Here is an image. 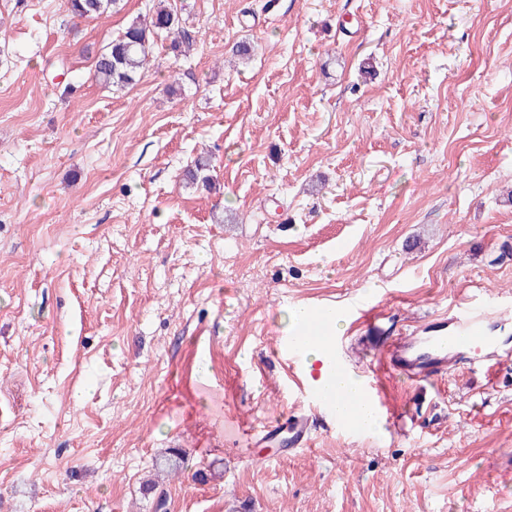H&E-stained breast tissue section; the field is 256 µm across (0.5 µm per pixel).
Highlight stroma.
<instances>
[{
  "instance_id": "stroma-1",
  "label": "stroma",
  "mask_w": 512,
  "mask_h": 512,
  "mask_svg": "<svg viewBox=\"0 0 512 512\" xmlns=\"http://www.w3.org/2000/svg\"><path fill=\"white\" fill-rule=\"evenodd\" d=\"M158 2L0 0V512H512V0H167L190 52L96 83ZM357 300L393 426L249 461L287 310ZM463 301L499 352L379 364ZM119 0H69L71 13L76 17H89L104 13L116 6Z\"/></svg>"
}]
</instances>
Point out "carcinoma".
Segmentation results:
<instances>
[{
  "instance_id": "obj_1",
  "label": "carcinoma",
  "mask_w": 512,
  "mask_h": 512,
  "mask_svg": "<svg viewBox=\"0 0 512 512\" xmlns=\"http://www.w3.org/2000/svg\"><path fill=\"white\" fill-rule=\"evenodd\" d=\"M117 4L118 0H69L70 11L76 17L101 14ZM164 34L173 36L171 45L177 51H188L193 45L192 35L182 26L178 14L161 8L147 22H132L122 35L99 53L94 79L112 87L133 84L148 61L155 40Z\"/></svg>"
}]
</instances>
